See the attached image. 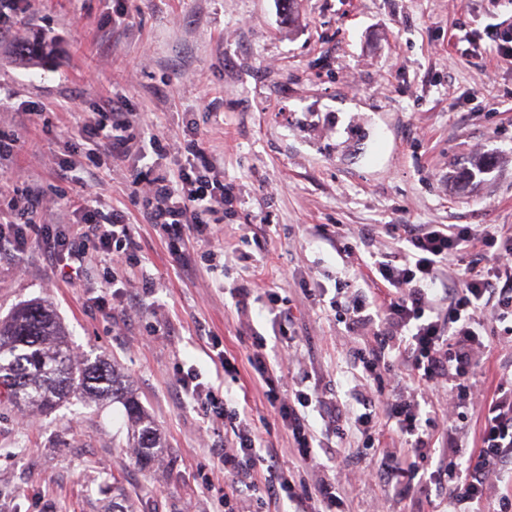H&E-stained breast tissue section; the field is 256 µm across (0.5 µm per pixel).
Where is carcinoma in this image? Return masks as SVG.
Instances as JSON below:
<instances>
[{"mask_svg":"<svg viewBox=\"0 0 512 512\" xmlns=\"http://www.w3.org/2000/svg\"><path fill=\"white\" fill-rule=\"evenodd\" d=\"M53 52L51 44L37 38L13 46L15 59L25 63H46ZM488 170V161L476 159L460 179L472 184ZM0 396L42 413L72 397L119 402L139 469L150 471L162 448L153 421L123 375L100 357L75 360L67 329L42 302L26 303L0 321ZM112 512H138L133 499L117 486L112 487Z\"/></svg>","mask_w":512,"mask_h":512,"instance_id":"1","label":"carcinoma"}]
</instances>
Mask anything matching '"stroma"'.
<instances>
[{"label":"stroma","instance_id":"35a3bbf8","mask_svg":"<svg viewBox=\"0 0 512 512\" xmlns=\"http://www.w3.org/2000/svg\"><path fill=\"white\" fill-rule=\"evenodd\" d=\"M506 28L512 0H296L291 23L277 0H29L1 24L0 131L17 144L0 157V194L13 196L9 176L20 171L25 189L43 195L45 223H67L85 198L122 212L137 243L135 276L154 288L132 307L100 305L105 263L92 260L81 282L66 284L34 226L22 253H0V320L32 300L49 304L75 356L107 358L130 382L164 452L151 471L134 465L117 403L70 400L41 416L0 403V512H110L104 487L115 480L142 512H224V427L181 395L189 371L247 412L283 468L297 465L248 360L255 335L269 356L279 341L257 308H236L229 290L242 284L283 288L291 369L335 395L346 416L341 439L311 414L324 452L308 483L339 482L346 512H444L443 495L403 498L367 479L405 443L381 417L366 449L356 417L370 380L356 353L375 347V328L350 332L331 300L375 292L373 258L398 254L397 225L512 234V62L491 51ZM35 32L55 39L57 55L20 65L9 48ZM104 98L124 101L134 134L160 139L163 152L81 164ZM190 138L236 186L233 205L210 219L242 254L215 267L205 256L223 241H186L187 274L144 219L128 171L176 172ZM478 157L492 169L459 190L455 171ZM479 359L484 394L512 381V344ZM403 385L446 422L437 453L476 446L481 402L444 385Z\"/></svg>","mask_w":512,"mask_h":512}]
</instances>
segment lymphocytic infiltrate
Segmentation results:
<instances>
[{"mask_svg":"<svg viewBox=\"0 0 512 512\" xmlns=\"http://www.w3.org/2000/svg\"><path fill=\"white\" fill-rule=\"evenodd\" d=\"M187 153V163L178 175L179 185H172L166 176L156 177L142 198L149 221L160 226L177 261L182 258L181 245L188 236L211 239L218 235L217 225L209 223L207 216L215 203L229 205L236 198L235 185L212 178L213 165L198 143H190ZM41 204L37 197L10 199L8 206L17 211L20 222L13 225L11 233L0 231V243H7L13 252L23 251L27 228L42 221ZM46 237L53 242L51 258L66 268L68 281L80 279L87 257L94 254L111 264L113 284H127L137 245L118 212L84 208L68 228L48 230ZM401 240L405 248L400 260L382 257L373 262L388 290L383 303L375 304L360 295L338 304L337 309L349 329L365 324L376 327V347L361 355L375 395L358 420L367 426L382 413L395 422L406 438V458L388 465L386 475L399 496L426 497L432 488L420 475L416 462L432 454L435 420L423 415L417 399L398 393L400 380L394 366L403 364L426 384L444 381L449 392L472 395L477 350L512 337V237L500 241L490 231L479 233L457 224H406L401 228ZM478 245L497 247L494 267L483 270L473 264L462 282L444 280L443 266ZM230 295L238 309L255 303L280 324H288L291 319L283 298L274 289L259 292L239 286L231 289ZM488 305L496 309L497 325L493 328L485 327L476 316ZM252 362L270 403L277 405L299 447L301 472L295 476L282 473L276 459L264 453L247 413L217 398L198 383L194 374H186L180 380L182 392L200 401L213 419L223 422L231 436L232 446L223 456L228 490L245 486L256 497L273 504L284 500L295 504L313 498L319 503V512H338L343 499L335 481L325 479L312 486L303 474L318 457L307 411L316 409L325 425L344 434L335 401L307 388L308 377L300 374L287 402H280L277 388L282 380V360L268 361L257 354ZM437 470L441 475L439 486L448 497V512H483L489 475L512 472V384L497 385L485 401L479 446L457 448L453 458L438 460Z\"/></svg>","mask_w":512,"mask_h":512,"instance_id":"lymphocytic-infiltrate-1","label":"lymphocytic infiltrate"}]
</instances>
